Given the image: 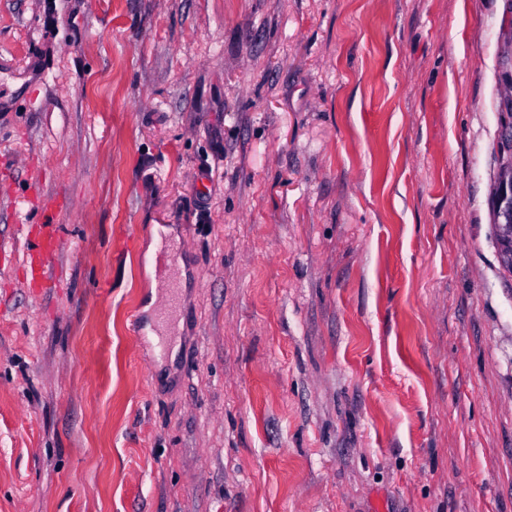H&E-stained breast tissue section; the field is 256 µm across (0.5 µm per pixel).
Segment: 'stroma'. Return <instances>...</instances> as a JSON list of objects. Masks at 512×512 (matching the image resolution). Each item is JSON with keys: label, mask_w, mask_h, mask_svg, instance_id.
Here are the masks:
<instances>
[{"label": "stroma", "mask_w": 512, "mask_h": 512, "mask_svg": "<svg viewBox=\"0 0 512 512\" xmlns=\"http://www.w3.org/2000/svg\"><path fill=\"white\" fill-rule=\"evenodd\" d=\"M510 72L512 0H0V512H512ZM498 182L493 208L496 243L502 266L512 273V206L500 205L502 188L512 191V163L500 166ZM30 250V274L32 279H38L45 285H51L55 280L51 258L59 248L60 239L57 226L52 224V218L46 217L37 233L29 237Z\"/></svg>", "instance_id": "1"}]
</instances>
